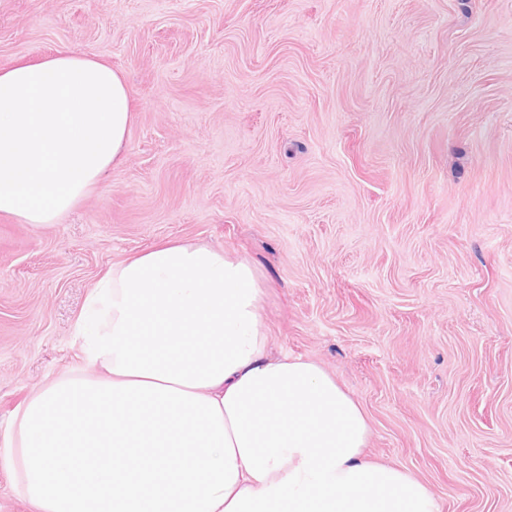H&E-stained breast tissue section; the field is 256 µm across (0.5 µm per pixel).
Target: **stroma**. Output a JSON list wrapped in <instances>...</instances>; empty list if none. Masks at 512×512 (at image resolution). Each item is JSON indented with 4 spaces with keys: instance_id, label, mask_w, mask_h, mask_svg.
Segmentation results:
<instances>
[{
    "instance_id": "obj_1",
    "label": "stroma",
    "mask_w": 512,
    "mask_h": 512,
    "mask_svg": "<svg viewBox=\"0 0 512 512\" xmlns=\"http://www.w3.org/2000/svg\"><path fill=\"white\" fill-rule=\"evenodd\" d=\"M77 46L128 82L122 164L58 224L0 214V512L15 414L81 366L125 258L247 259L273 351L365 411L442 512H512V0H0V68Z\"/></svg>"
}]
</instances>
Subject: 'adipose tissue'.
<instances>
[{
  "label": "adipose tissue",
  "mask_w": 512,
  "mask_h": 512,
  "mask_svg": "<svg viewBox=\"0 0 512 512\" xmlns=\"http://www.w3.org/2000/svg\"><path fill=\"white\" fill-rule=\"evenodd\" d=\"M124 76L75 49L0 69V214L49 226L123 162ZM251 263L186 241L97 281L83 366L16 414L9 467L34 512H442L367 459L368 419L319 363L273 353Z\"/></svg>",
  "instance_id": "ef3b65f1"
}]
</instances>
